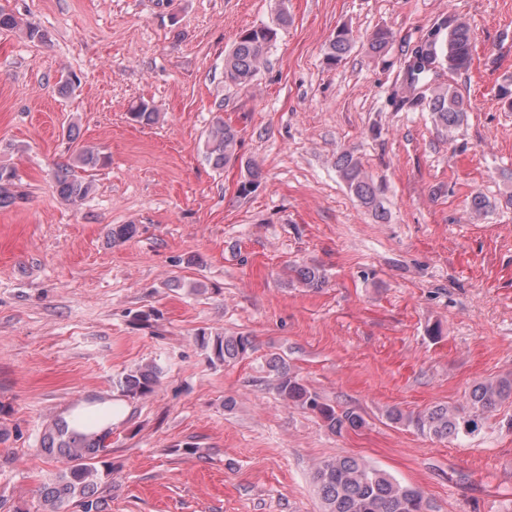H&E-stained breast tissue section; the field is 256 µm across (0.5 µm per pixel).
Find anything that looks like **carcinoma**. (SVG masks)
Here are the masks:
<instances>
[{
    "mask_svg": "<svg viewBox=\"0 0 512 512\" xmlns=\"http://www.w3.org/2000/svg\"><path fill=\"white\" fill-rule=\"evenodd\" d=\"M288 22V13L282 11L276 26L252 27L242 32L224 56V82L239 87L251 86L269 46L276 40L278 28L288 25ZM352 45L350 31L345 27L339 28L326 48L327 63H340ZM473 47L470 27L457 19L452 20L433 47L434 59L419 58L408 62L406 82L414 88L425 86L440 66L446 67L450 74L468 72ZM419 102L431 113L434 124L444 131L453 132L465 120L464 98L451 83L432 88L430 94L420 96ZM156 116V107L146 101H140L129 109L130 120L137 124L150 125ZM237 144V131L220 118L207 135L205 158L214 167L222 168L236 158ZM75 162L74 167H59L55 175L58 194L72 203L84 200L91 193L93 171L104 164L105 158L95 149L83 147L75 155ZM336 167L350 193L376 217L384 216L378 200V188L353 152L342 151L337 157ZM77 168L84 175H76ZM15 180L14 170L0 167V208H7L15 202ZM135 231L132 224H115L107 236L115 244L132 238ZM295 273L308 288L317 290L325 283L323 274L314 267H299ZM200 340L211 350L214 359L224 364L242 359L254 350L253 337L246 335L207 338L202 334ZM268 367L273 372L278 396L318 415L332 433L342 435L365 425L363 416L357 411L338 410L322 402L285 361L274 358L268 362ZM159 378L160 370L146 364L126 372L118 385L124 396L141 398L154 391ZM511 399L512 378L504 377L474 384L465 394V404L460 407L435 405L417 414H405L395 408L388 413V418L394 423H407L439 439H457L478 433L485 414ZM111 432L109 427L99 433L85 434L64 417L55 421L52 429L43 436L41 451L63 460L66 467L52 482L39 489V512H105L106 502L98 495V487L111 470L100 456L108 449L106 440ZM313 480L324 512H436L433 503L419 488L399 482L386 471L357 456L338 455L319 462L315 466Z\"/></svg>",
    "mask_w": 512,
    "mask_h": 512,
    "instance_id": "carcinoma-1",
    "label": "carcinoma"
}]
</instances>
